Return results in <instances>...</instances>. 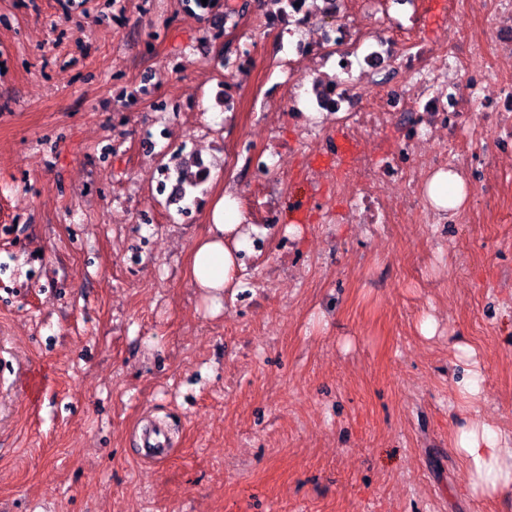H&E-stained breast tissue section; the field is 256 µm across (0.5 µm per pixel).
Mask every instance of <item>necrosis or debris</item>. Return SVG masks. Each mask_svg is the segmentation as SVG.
Returning <instances> with one entry per match:
<instances>
[{"mask_svg":"<svg viewBox=\"0 0 512 512\" xmlns=\"http://www.w3.org/2000/svg\"><path fill=\"white\" fill-rule=\"evenodd\" d=\"M487 2L495 20L489 35H471L457 46L417 43L398 54L374 29L357 26L348 14H336L331 24L322 26L309 10L295 12L290 24L306 33L318 29L320 44L330 46L338 61L332 92H324L318 83L327 64L323 57H309L308 69L290 74L287 83L264 92L268 101L284 97L295 107L301 89L313 86L314 106L320 115L300 130L298 149L333 146L327 121L331 115L340 118L344 142L376 139L379 130L391 125L397 126L400 141L396 148L384 151L376 165L363 154L337 158L335 172L320 181L305 179L299 193L282 182L271 183L269 201L253 209L254 224L274 230L291 223L303 198H318L327 184L335 186L340 195L354 192L357 205L351 211H322L323 223L397 224L402 211L413 207L429 213L437 223L441 216L433 212L427 194L428 182L437 171L462 172L469 184L476 185L503 154H512V0ZM358 54L364 55L373 69L398 66L403 85L363 102V78L353 74L349 63L350 57ZM483 56L489 57V66L474 67V60ZM490 84L496 85L497 91L486 111H468V96L478 95ZM466 130L485 135L483 154L477 156L461 147L459 135ZM392 184L403 188L400 201H393L387 193Z\"/></svg>","mask_w":512,"mask_h":512,"instance_id":"necrosis-or-debris-1","label":"necrosis or debris"}]
</instances>
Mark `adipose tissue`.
I'll return each instance as SVG.
<instances>
[{"label": "adipose tissue", "instance_id": "obj_1", "mask_svg": "<svg viewBox=\"0 0 512 512\" xmlns=\"http://www.w3.org/2000/svg\"><path fill=\"white\" fill-rule=\"evenodd\" d=\"M212 222L190 252L189 275L196 287L215 293L235 288L237 255L250 247L256 225L247 223L234 196H221L210 207ZM453 447L464 461L474 495L495 497L512 493V433L503 432L480 416L483 401L479 373L469 372L456 384Z\"/></svg>", "mask_w": 512, "mask_h": 512}]
</instances>
